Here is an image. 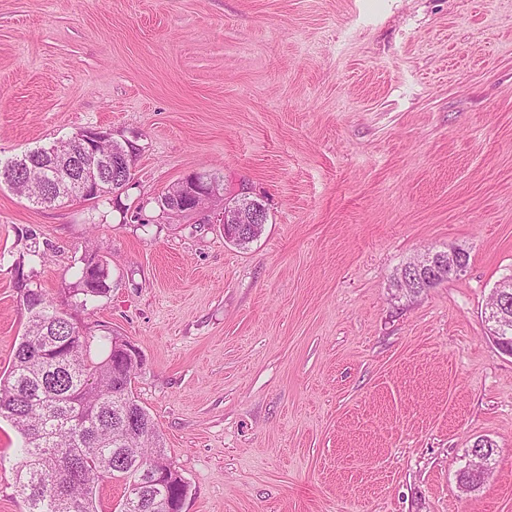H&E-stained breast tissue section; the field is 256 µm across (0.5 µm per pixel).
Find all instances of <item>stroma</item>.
<instances>
[{
    "mask_svg": "<svg viewBox=\"0 0 512 512\" xmlns=\"http://www.w3.org/2000/svg\"><path fill=\"white\" fill-rule=\"evenodd\" d=\"M134 183L43 208L0 185V373L92 246L184 512H512V0H0V166L87 128ZM262 200L241 249L157 200L193 173ZM460 246L463 275L392 282ZM26 283H19L16 266ZM73 312V311H72ZM486 483L457 472L478 439ZM0 423V512H26ZM511 293H512V290H511ZM511 293L507 299V301L505 302L504 298L502 299V303L505 302V309H503V304L498 306V305H489V306H486L485 308V311H484V323H485V327L486 328H489V330L491 331V333L495 334V332L497 333V335H501V336H498L500 337L499 339H501L502 341L504 342H507L511 336L512 338V296H511ZM505 311V314L507 315V318L509 319L508 320V326H509V334L507 336H502L504 335L502 330L499 328V325H500V319H501V316L503 315V312Z\"/></svg>",
    "mask_w": 512,
    "mask_h": 512,
    "instance_id": "1",
    "label": "stroma"
}]
</instances>
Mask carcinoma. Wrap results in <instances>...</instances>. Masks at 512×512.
Listing matches in <instances>:
<instances>
[{
	"mask_svg": "<svg viewBox=\"0 0 512 512\" xmlns=\"http://www.w3.org/2000/svg\"><path fill=\"white\" fill-rule=\"evenodd\" d=\"M77 150L74 142L40 147L10 162L19 174L0 172L6 185L36 205L65 204L41 179L51 167ZM261 224L230 227V243L245 248L256 240ZM97 255L85 250L73 293L82 309L109 290L108 263L88 277L84 265ZM408 296L432 285L417 276L395 278ZM27 322L10 368L0 376V420L23 439L17 483L27 512H102L103 483L138 485L133 509L121 512H168L182 502L188 484L172 466L150 413L132 390L140 363L126 360L117 348L126 339L114 332L77 325L44 299L26 289ZM482 473L461 470L457 483L475 491Z\"/></svg>",
	"mask_w": 512,
	"mask_h": 512,
	"instance_id": "1",
	"label": "carcinoma"
}]
</instances>
